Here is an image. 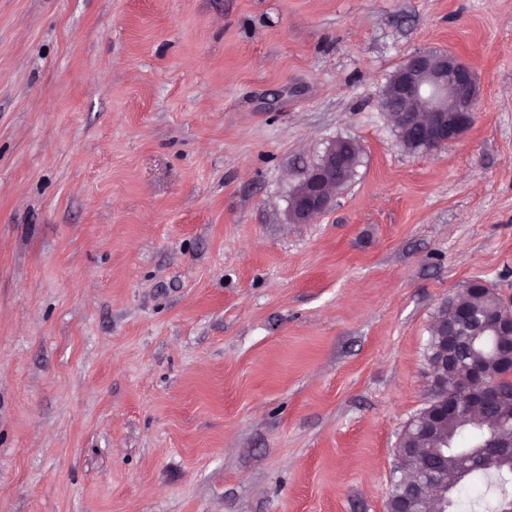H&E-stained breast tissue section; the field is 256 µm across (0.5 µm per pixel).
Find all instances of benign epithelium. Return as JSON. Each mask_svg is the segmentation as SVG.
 Segmentation results:
<instances>
[{"label": "benign epithelium", "mask_w": 512, "mask_h": 512, "mask_svg": "<svg viewBox=\"0 0 512 512\" xmlns=\"http://www.w3.org/2000/svg\"><path fill=\"white\" fill-rule=\"evenodd\" d=\"M480 92L473 71L467 63L450 53L433 54L417 52L405 57L388 81L384 90V105L395 116L397 124L425 133L421 138V153L432 154L445 145L458 140L472 125ZM343 160L336 150V142L326 148L322 161L308 169L301 179L298 190L289 204L291 222L307 224L325 212L333 203L337 190L342 187ZM492 327L509 339V345L501 349L503 357L512 361V306L504 305V311ZM432 392L440 403L431 412L427 428H436L450 413H457L468 405L473 397L485 404L499 402L505 394L496 381L485 380V369L477 364L469 368L467 377L456 387L453 394L443 396L435 371H430ZM489 453L496 457L512 453V427L487 443ZM435 512H445L448 506L449 487L446 482L431 485Z\"/></svg>", "instance_id": "1"}]
</instances>
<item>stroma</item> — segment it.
<instances>
[{"label": "stroma", "mask_w": 512, "mask_h": 512, "mask_svg": "<svg viewBox=\"0 0 512 512\" xmlns=\"http://www.w3.org/2000/svg\"><path fill=\"white\" fill-rule=\"evenodd\" d=\"M432 50L480 100L423 156L383 98ZM476 277L512 301V0H0V512H387ZM334 141L325 149L322 161L308 169L294 189L298 187L288 209L292 223L307 224L314 221L331 206L337 190L343 186L340 181L344 163L336 150V144L340 143V149L347 158L350 174H355L362 155L360 145L356 141Z\"/></svg>", "instance_id": "1"}]
</instances>
